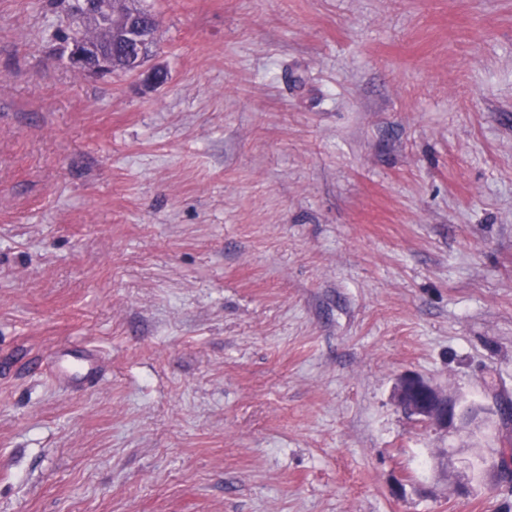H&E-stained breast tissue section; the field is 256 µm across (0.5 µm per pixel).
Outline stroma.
<instances>
[{
  "instance_id": "35a3bbf8",
  "label": "stroma",
  "mask_w": 512,
  "mask_h": 512,
  "mask_svg": "<svg viewBox=\"0 0 512 512\" xmlns=\"http://www.w3.org/2000/svg\"><path fill=\"white\" fill-rule=\"evenodd\" d=\"M140 2L0 0V512H512V0ZM59 12L64 13L68 20L65 27L58 28L54 37L65 48L72 42L84 38L69 46L68 64L71 69L87 74L103 75L112 73V33L114 28L123 23L124 49L134 64L144 57L145 48L154 40L155 32L140 10H125L121 18L113 6L117 1L92 0L91 8L84 14V26L94 34L85 38L87 31L81 24V16L87 0H49ZM145 53L142 65L148 57ZM400 408L417 419L448 431L461 419L458 402L420 376L402 377L396 388Z\"/></svg>"
}]
</instances>
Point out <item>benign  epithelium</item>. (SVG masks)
I'll use <instances>...</instances> for the list:
<instances>
[{"instance_id": "benign-epithelium-1", "label": "benign epithelium", "mask_w": 512, "mask_h": 512, "mask_svg": "<svg viewBox=\"0 0 512 512\" xmlns=\"http://www.w3.org/2000/svg\"><path fill=\"white\" fill-rule=\"evenodd\" d=\"M114 5L115 0H92L83 23L93 36L70 44L68 64L71 69L94 75L111 73L112 33L120 23L125 31L124 49L130 60L143 59L155 32L144 12L127 10L120 16L114 11ZM396 400L404 412L439 429L453 427L461 419V409L453 397L414 374L400 379Z\"/></svg>"}]
</instances>
